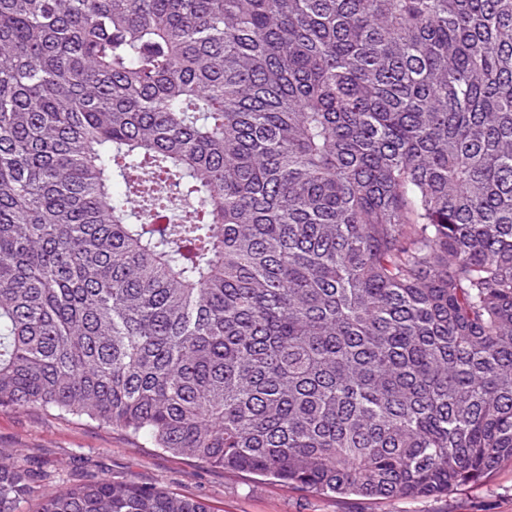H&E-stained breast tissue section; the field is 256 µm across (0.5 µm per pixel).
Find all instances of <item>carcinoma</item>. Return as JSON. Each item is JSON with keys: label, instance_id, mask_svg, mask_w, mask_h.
I'll return each mask as SVG.
<instances>
[{"label": "carcinoma", "instance_id": "1", "mask_svg": "<svg viewBox=\"0 0 512 512\" xmlns=\"http://www.w3.org/2000/svg\"><path fill=\"white\" fill-rule=\"evenodd\" d=\"M3 408L323 496L512 462V0H0Z\"/></svg>", "mask_w": 512, "mask_h": 512}]
</instances>
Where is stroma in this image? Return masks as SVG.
I'll return each instance as SVG.
<instances>
[{"label": "stroma", "instance_id": "35a3bbf8", "mask_svg": "<svg viewBox=\"0 0 512 512\" xmlns=\"http://www.w3.org/2000/svg\"><path fill=\"white\" fill-rule=\"evenodd\" d=\"M38 462L53 487L86 472L175 490L214 512H512V463L482 483L421 500L319 496L261 477L216 469L152 448L147 441L99 422L39 409H0V453Z\"/></svg>", "mask_w": 512, "mask_h": 512}]
</instances>
